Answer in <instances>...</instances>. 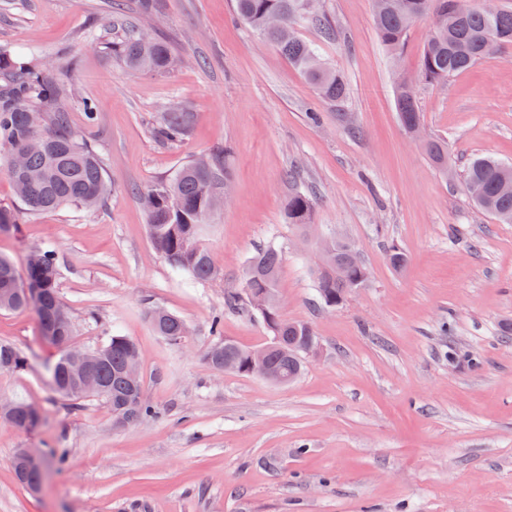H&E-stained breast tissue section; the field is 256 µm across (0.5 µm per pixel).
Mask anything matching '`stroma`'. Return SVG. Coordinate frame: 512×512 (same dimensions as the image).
Listing matches in <instances>:
<instances>
[{
    "instance_id": "35a3bbf8",
    "label": "stroma",
    "mask_w": 512,
    "mask_h": 512,
    "mask_svg": "<svg viewBox=\"0 0 512 512\" xmlns=\"http://www.w3.org/2000/svg\"><path fill=\"white\" fill-rule=\"evenodd\" d=\"M317 8L334 36L304 21L296 30L343 75L348 90L336 104L237 17L234 0H161L148 16L137 0L118 12L112 0H0V50L63 86L72 128L109 176L102 207L30 214L0 147V206L17 212L0 256L22 271L34 248L52 245L74 345L115 332L132 339L156 411L122 427L103 402L61 400L48 374L58 349L35 312H0V341L26 358L0 374V399L41 415L30 433L0 421V512H512V224L474 207L462 175L431 164L394 101L395 75L415 79L425 133L448 140L456 165L484 154L512 164V45L431 85L418 78L430 19L413 25L395 61L372 0ZM118 17L164 41L174 67L155 74L113 57ZM86 97L97 109L91 126ZM176 109L194 123L171 147L153 128ZM219 149L231 195L201 241L222 274L190 282L153 247L139 195ZM293 191L315 195L313 223L355 244L368 267L365 286L336 309L314 299L318 248L288 222ZM266 245L281 252V315L310 323L321 343L287 385L204 359L217 315L224 338L265 342L259 321L225 310L224 291L242 285ZM393 246L403 269L388 260ZM155 307L185 321L184 342L154 331ZM19 448L65 454L37 493L14 475Z\"/></svg>"
}]
</instances>
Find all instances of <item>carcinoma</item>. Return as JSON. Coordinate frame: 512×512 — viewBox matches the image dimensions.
I'll return each instance as SVG.
<instances>
[{
	"instance_id": "1",
	"label": "carcinoma",
	"mask_w": 512,
	"mask_h": 512,
	"mask_svg": "<svg viewBox=\"0 0 512 512\" xmlns=\"http://www.w3.org/2000/svg\"><path fill=\"white\" fill-rule=\"evenodd\" d=\"M452 0H375V28L385 48L396 56L402 53L412 24L423 16L432 19L434 31L425 43L420 60V76L429 83H441L457 76L493 53L498 47L512 43V6L505 5L496 14L479 10L457 15ZM306 0H235L236 14L252 28L264 31L266 42L277 48L303 77L328 102H338L346 96L344 77L326 66L315 48L296 35L293 25L298 18L322 24L325 35L330 27L319 16H309ZM112 54L126 66L147 72L164 73L172 57L167 44L145 41L140 32L129 29L112 40ZM36 103L47 116L48 128L41 127L39 113L31 109ZM395 105L403 128L411 130L421 121L415 92L409 78L395 87ZM193 113L182 110L165 113L153 128L154 137L161 143L177 145L187 136ZM0 144L8 152L25 150L27 170L41 174L19 201L34 214L46 213L63 206L92 207L104 204L107 173L96 151L87 144L69 123L65 112L63 91L58 82L39 67L24 60H15L0 51ZM423 151L437 168L448 169V142L429 139ZM229 172L224 167V151L211 155L207 166L195 163L181 166L166 181L154 185L148 192L150 237L161 256L175 270L185 272L198 281H208L221 275L213 265L211 251L199 243L194 225L203 223L216 192L224 187ZM464 182H475L481 196L472 199L480 209L500 221L512 223V164L491 156L473 157L464 169ZM315 198L296 192L288 196V223L303 231L311 223ZM351 243L339 240L332 243L342 258L345 272L336 273L330 267L323 274H313L317 303L327 309L341 304L354 289L364 285L368 269L361 259L351 256ZM281 256L274 247L257 252L248 264L252 280L248 287L264 293L270 300L268 312L276 326H267L268 341L263 345L272 370L286 380L297 379L305 368L300 350L319 344L312 327L304 322L288 321L279 313L277 282ZM58 257L49 246L33 250L25 277H20L14 264L0 257V311L23 312L29 302L25 288L37 283L44 289L56 313L43 318L62 331L65 339L74 336V324L59 291ZM224 307L246 317L258 311L240 298L235 291L224 292ZM155 332L172 344L183 340L184 321L176 314L156 309L151 311ZM223 318L215 316L211 323L215 337L205 355L212 368L224 367L232 360L235 373L250 375L251 350L222 337ZM96 359L90 372L99 389L87 393L74 380L66 377L63 364L65 350L51 365L50 371L60 378L61 387L55 392L78 406L86 401L101 400L112 409V417L120 426L136 425L155 414L146 403L143 391L133 389L126 379V366L139 357L137 345L125 336L112 335L93 348ZM25 358L13 345L0 342V373L23 369ZM39 414L31 411L23 400L16 401L11 424L17 428H34Z\"/></svg>"
}]
</instances>
